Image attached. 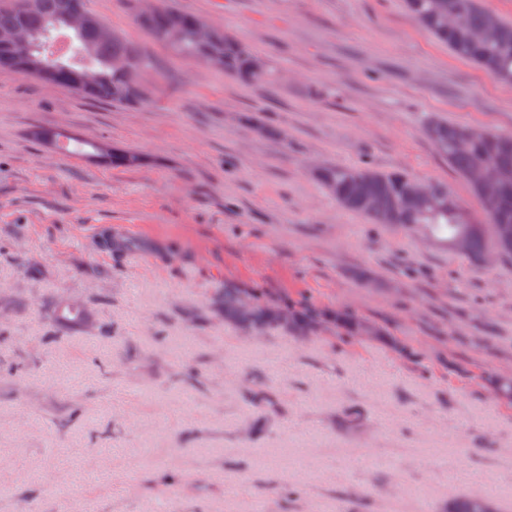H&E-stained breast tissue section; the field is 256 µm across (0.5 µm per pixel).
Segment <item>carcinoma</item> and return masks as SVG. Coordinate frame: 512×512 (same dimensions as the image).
Returning a JSON list of instances; mask_svg holds the SVG:
<instances>
[{"label": "carcinoma", "mask_w": 512, "mask_h": 512, "mask_svg": "<svg viewBox=\"0 0 512 512\" xmlns=\"http://www.w3.org/2000/svg\"><path fill=\"white\" fill-rule=\"evenodd\" d=\"M406 3L410 14L429 35L448 45L456 55L480 65L494 79L512 83V24L483 8L479 0ZM72 10L87 13L85 0H9L0 4V32L26 33L31 40L30 63L54 67L52 72H30L28 76L71 88L93 101L127 105L148 101L149 91L134 82L132 75L154 67V55L120 33L113 38L102 37L97 16L88 13L89 22L74 35L72 57L64 59L54 54V34L64 29L63 19ZM446 14L452 17L448 25L442 22ZM197 19L195 14L176 9L170 0H161V8L152 15L137 16L150 39L173 56L208 65L241 83H252L254 51L219 27L213 28L211 40L199 41L193 31ZM1 69L24 73L23 62L7 45H0ZM423 126L436 150L448 159L481 205V230L471 238L465 257L477 264L487 250L496 248L502 260L512 261V133L458 126L433 115L424 118ZM102 157L114 168H130L138 162L134 153L119 147ZM486 164L503 174L491 202L483 196L480 184V171ZM314 177L342 208L373 224L405 230L422 227L432 233L444 230L447 243L459 233L464 205L446 183H427L428 195L413 208L405 209L399 207V201L415 180L406 172L323 165ZM99 245L116 257L132 248L130 242L109 233L101 237ZM247 296L249 293L241 288L224 289V322L259 335L274 327L303 338L315 335L313 323L320 320L321 314L290 306H269L256 300L246 308L243 300ZM55 318L79 325L86 320V312L79 305H69L58 308ZM448 512H496V505L485 497L463 496L450 504Z\"/></svg>", "instance_id": "cac0c4a2"}]
</instances>
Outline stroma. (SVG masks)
Masks as SVG:
<instances>
[{
    "label": "stroma",
    "mask_w": 512,
    "mask_h": 512,
    "mask_svg": "<svg viewBox=\"0 0 512 512\" xmlns=\"http://www.w3.org/2000/svg\"><path fill=\"white\" fill-rule=\"evenodd\" d=\"M177 2L272 78L164 53L127 107L0 71V512H512V264L368 223L312 170H405L478 211L422 118L511 132L512 85L403 0ZM85 4L149 45L123 0ZM60 128L142 162L35 136ZM106 228L135 248L113 259ZM228 285L375 333L248 338L211 312ZM58 304L89 318L59 325ZM448 512H496V505L485 497L463 496L450 504Z\"/></svg>",
    "instance_id": "1"
}]
</instances>
